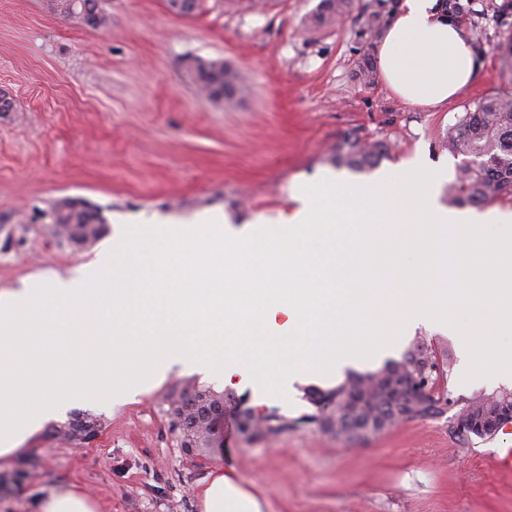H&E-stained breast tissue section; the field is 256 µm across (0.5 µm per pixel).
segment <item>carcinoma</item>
<instances>
[{
    "instance_id": "obj_1",
    "label": "carcinoma",
    "mask_w": 512,
    "mask_h": 512,
    "mask_svg": "<svg viewBox=\"0 0 512 512\" xmlns=\"http://www.w3.org/2000/svg\"><path fill=\"white\" fill-rule=\"evenodd\" d=\"M352 0H321L313 16L319 27H330L349 12ZM473 0H441L442 11L448 15L470 18L478 26V12L471 7ZM397 4L393 0H375V8L367 15L369 30L380 33L393 16ZM56 9L78 24L95 29H107L110 18L99 5V0H57ZM198 92L217 103L229 89L236 96L243 95L245 86L237 70L224 68L221 58L199 60L192 69ZM448 152L469 158L455 181L448 184V200L459 206L481 205L501 196L512 195V97L484 98L465 109L458 122L449 130L444 141ZM390 145L385 140L368 141L357 132H349L336 144L332 162L338 167L364 171L379 165L389 156ZM69 201L59 202L51 219L60 225L59 234L70 240L74 237L87 242L100 235L98 217L89 208L78 215L79 224L68 226L72 212ZM448 354H440L425 343H417L399 361H390L381 369L368 373H351L345 380L327 390L314 389L308 401L314 412L305 420L324 430L338 434L351 433L371 420H392L391 404L405 398V387L425 383L426 391L415 396L409 408L411 417H428L441 412L442 398L438 387L447 375ZM512 389L502 388L491 394H480L468 400L461 413L468 416L495 414ZM239 423H247L254 430L276 435L288 429V420L267 415L257 418L248 408L234 406ZM174 412L183 416L187 430L181 447L189 448L195 438L208 433V423L196 418L195 411L183 400Z\"/></svg>"
}]
</instances>
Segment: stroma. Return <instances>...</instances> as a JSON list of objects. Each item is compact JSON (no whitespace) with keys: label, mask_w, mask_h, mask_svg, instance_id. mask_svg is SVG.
Listing matches in <instances>:
<instances>
[{"label":"stroma","mask_w":512,"mask_h":512,"mask_svg":"<svg viewBox=\"0 0 512 512\" xmlns=\"http://www.w3.org/2000/svg\"><path fill=\"white\" fill-rule=\"evenodd\" d=\"M367 2L354 0L342 23L314 30L319 0H273L262 11L203 0L191 17L171 14L166 0H100L111 19L102 31L55 12L51 0H0V92L14 101L0 112V289L75 276L129 224H195L212 210L235 228L288 220L301 185L333 173L363 180L330 161L351 131L390 143L380 171H446L436 193L447 204L465 162L442 146L449 128L470 104L512 95V71L502 66L512 15L487 13L477 78L424 109L383 79H359L358 62L380 43L365 25ZM197 58L224 59L242 75L237 104L196 92ZM64 198L97 213L98 239L79 245L57 235L49 214ZM416 342L448 352L438 415L349 438L302 420L313 410L307 391L334 387L338 377L301 376L285 402L177 368L135 399L78 405L47 422L0 471V512H39L50 492L70 489L102 512H200L198 491L220 470L235 473L263 512H512V471L491 461L512 448V433L467 441L452 428L464 402L498 388L491 377L465 380L455 337L420 329L358 369L400 360ZM193 386L290 426L245 435L229 413L208 446L186 452L171 408ZM84 418L97 422V436L65 438L63 428Z\"/></svg>","instance_id":"1"}]
</instances>
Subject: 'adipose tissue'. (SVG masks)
Masks as SVG:
<instances>
[{
  "instance_id": "1",
  "label": "adipose tissue",
  "mask_w": 512,
  "mask_h": 512,
  "mask_svg": "<svg viewBox=\"0 0 512 512\" xmlns=\"http://www.w3.org/2000/svg\"><path fill=\"white\" fill-rule=\"evenodd\" d=\"M437 0H403L378 53L380 74L400 98L419 106L445 103L477 75L478 64L460 30ZM204 512H262L260 500L234 475L215 473L202 491Z\"/></svg>"
}]
</instances>
